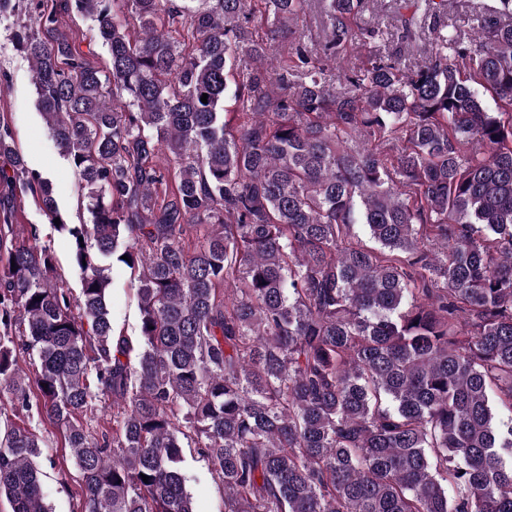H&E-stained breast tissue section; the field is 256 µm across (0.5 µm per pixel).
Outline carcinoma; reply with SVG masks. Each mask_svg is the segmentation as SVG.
<instances>
[{"label":"carcinoma","mask_w":512,"mask_h":512,"mask_svg":"<svg viewBox=\"0 0 512 512\" xmlns=\"http://www.w3.org/2000/svg\"><path fill=\"white\" fill-rule=\"evenodd\" d=\"M319 2L324 43L300 34L278 66L310 0H61L104 70L61 11L13 32L91 222L67 221L0 118V392L59 431L74 512H195L187 448L224 512H512V0L474 36L445 0H399L401 39L434 54L338 75L345 43L385 31L352 28L370 0ZM395 133V153L352 144ZM28 193L70 237L76 295L15 223ZM355 224L376 247L349 243ZM109 259L133 273L132 335ZM100 396L110 435L81 420ZM42 444L3 421L11 512H50ZM61 22L75 47L100 69H105L108 56L105 48L95 39L92 23L77 14H62ZM105 275L110 281L109 304L111 316L119 326H124L131 334L138 319L137 302L134 291L130 287L133 275L131 270L121 264H114L112 260L105 262Z\"/></svg>","instance_id":"cac0c4a2"}]
</instances>
